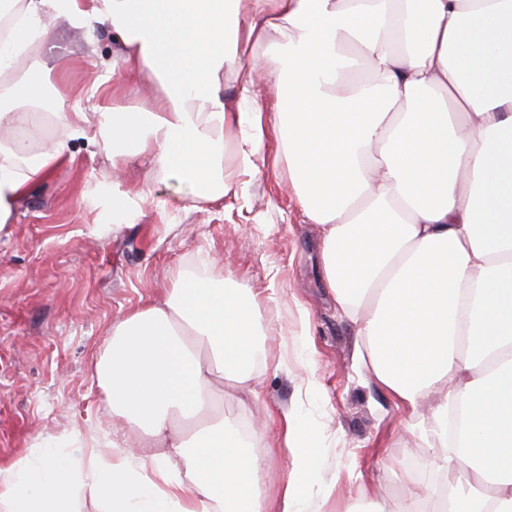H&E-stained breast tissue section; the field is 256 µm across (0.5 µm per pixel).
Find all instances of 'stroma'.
Returning a JSON list of instances; mask_svg holds the SVG:
<instances>
[{"mask_svg":"<svg viewBox=\"0 0 512 512\" xmlns=\"http://www.w3.org/2000/svg\"><path fill=\"white\" fill-rule=\"evenodd\" d=\"M50 28L43 57L59 64L58 80L72 102L96 111L101 102L89 91L112 62L111 32L63 22ZM118 82L116 105L151 111L158 84L125 73ZM66 151L67 161L32 188L0 236V465L73 425H110L93 361L113 322L161 299L179 274L214 261L263 298L274 324L263 345L272 361L286 365L259 375L256 405L241 408L236 392L225 396L224 412L240 430L262 408L294 410L315 427L320 472L302 484L310 496H327L326 512H343L377 462L431 472V453L408 431L409 412L397 409L355 360V329L323 286L320 228L291 196L286 166L265 169L244 195L216 207L191 199L178 178L152 171L147 159L113 170L91 136L68 139ZM116 183L148 190L141 213L113 212ZM303 309L310 314L308 343L298 335ZM311 373L319 387L309 393ZM262 443V487L273 496L296 470L278 422H268ZM336 472L341 483L326 494Z\"/></svg>","mask_w":512,"mask_h":512,"instance_id":"35a3bbf8","label":"stroma"}]
</instances>
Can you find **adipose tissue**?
Returning a JSON list of instances; mask_svg holds the SVG:
<instances>
[{"instance_id":"adipose-tissue-1","label":"adipose tissue","mask_w":512,"mask_h":512,"mask_svg":"<svg viewBox=\"0 0 512 512\" xmlns=\"http://www.w3.org/2000/svg\"><path fill=\"white\" fill-rule=\"evenodd\" d=\"M50 19L111 30L91 95L134 72L163 83L152 111L75 109L39 58ZM2 129L0 233L86 130L113 164L149 158L215 203L277 131L359 365L415 414L438 474L381 468L346 512H512V0H0ZM260 306L213 265L114 322L94 376L128 432L33 443L0 465V512H325L294 478L270 499L224 414L225 388L258 398ZM280 421L315 471V430Z\"/></svg>"}]
</instances>
